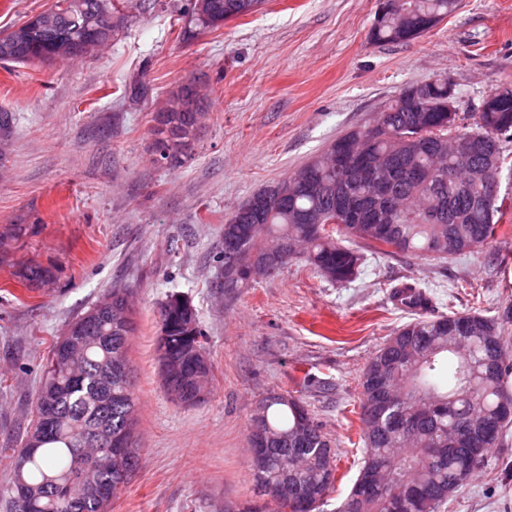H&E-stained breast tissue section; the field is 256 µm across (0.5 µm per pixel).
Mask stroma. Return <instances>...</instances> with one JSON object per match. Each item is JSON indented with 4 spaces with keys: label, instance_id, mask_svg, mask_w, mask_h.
Wrapping results in <instances>:
<instances>
[{
    "label": "stroma",
    "instance_id": "stroma-1",
    "mask_svg": "<svg viewBox=\"0 0 512 512\" xmlns=\"http://www.w3.org/2000/svg\"><path fill=\"white\" fill-rule=\"evenodd\" d=\"M127 28L102 50L50 64H0V478L8 449L29 428L54 341L113 287L127 290L136 331L129 345L139 463L112 512H271L250 470L249 425L272 393L300 399L331 440L335 512L363 455L356 411L361 376L405 323L394 287L429 297L426 316L512 308V141L500 192L498 238L446 259L365 253L357 277L337 285L304 263L224 288V218L282 181L409 86L449 79L462 113L512 86V0H460L428 34L374 44L378 0H264L260 10L186 36L188 0H136ZM197 80L207 102L191 157L170 167L156 154V111ZM142 83L144 96L129 97ZM52 271L32 287L15 272ZM194 305L213 380L183 405L159 373L157 305ZM315 385L303 382L305 374ZM440 512H512V429Z\"/></svg>",
    "mask_w": 512,
    "mask_h": 512
}]
</instances>
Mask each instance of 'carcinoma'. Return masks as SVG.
I'll return each mask as SVG.
<instances>
[{
	"label": "carcinoma",
	"mask_w": 512,
	"mask_h": 512,
	"mask_svg": "<svg viewBox=\"0 0 512 512\" xmlns=\"http://www.w3.org/2000/svg\"><path fill=\"white\" fill-rule=\"evenodd\" d=\"M110 0H55L47 13L30 16L24 24L33 27L29 40L13 46L11 62L28 64L37 56H50L57 41L78 44L97 34L102 13ZM210 19L197 12V3L188 10V28L216 29L225 23L252 14L264 0H208ZM389 14L370 28L374 43L401 44L417 39L454 13L459 0H389ZM474 129L448 125V89L437 82L426 105L411 100L403 91L371 122L352 129L331 143L320 155L283 179L288 184V202L264 210L259 221L235 224L241 209L224 218V232L242 230L239 246L224 250V265L247 263L276 255L278 267L294 259L303 262L326 280L339 285L353 281L363 263V253L340 244L332 234L319 235L311 225L299 220L312 213L328 219L336 208V162L346 153H362L375 166L393 196L403 198V207L390 224H345L340 232L363 242L375 253L391 256L415 253L425 257L462 255L495 238L502 215L498 202L483 203L484 186L477 168L487 156L505 163L501 142L512 140V98L497 101L491 109L472 115ZM199 113H157L154 148L169 166H181L191 152L197 135ZM383 124L387 134L369 137V129ZM480 138V147L467 156L448 153L452 135ZM15 276L32 285L51 280L52 272L40 265L28 266ZM410 294L392 292L393 300L418 309L424 295L414 287ZM110 306L97 301L70 324L69 331L55 341L44 366L33 420L21 447L12 449L8 477L0 491L9 495L16 512H107L135 470L139 453L134 443L135 398L131 372L112 371V392L105 405L94 406L99 372L106 359L128 351L135 332L133 315L123 288L104 294ZM158 318L169 327L165 349L172 364L184 378L193 377L196 362L193 344L204 347V334L197 313L184 296L172 294L160 303ZM461 315L437 318L419 316L396 333L399 349H390L393 358L382 361L377 351L363 376H380L384 388L397 393L383 413L378 399L361 385V440L364 456L373 458L386 472L388 488L398 490V508L383 493L371 491L355 479L345 500L358 499L359 512H439L462 483L456 474L475 460L485 461L490 448L499 441L512 415L503 416L504 405L512 407V393L504 380L512 373L506 360L505 326L512 323V309L497 318L482 317L493 330L479 328L464 336L466 354L448 349V328ZM265 402L264 430L278 439L259 472L253 473L256 488L272 494L285 476L288 456L301 452L307 467L294 480L317 489L328 497L334 489L336 472L324 468L322 451L332 449L331 441L315 423L308 409L293 396L274 393ZM478 413L486 425L485 437L464 444L448 440V430ZM124 433L128 438L124 467H113L112 459L99 469L80 473L72 461L87 439L105 443V434ZM303 439H298V434ZM429 448L440 452L431 455ZM28 456L24 468L16 465L21 454ZM94 485L101 494L75 501V486Z\"/></svg>",
	"instance_id": "obj_1"
}]
</instances>
